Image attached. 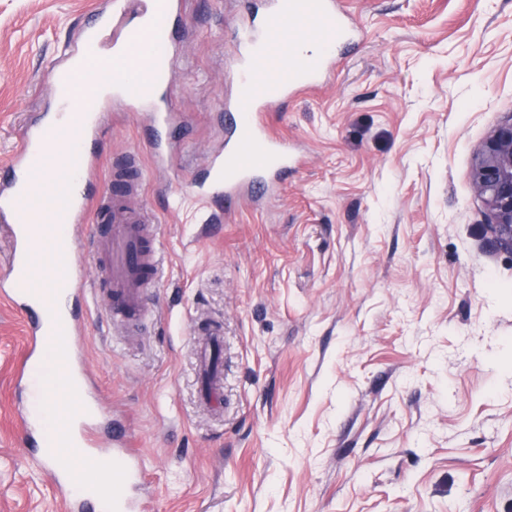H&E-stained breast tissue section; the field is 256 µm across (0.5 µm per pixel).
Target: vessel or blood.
Instances as JSON below:
<instances>
[{
	"label": "vessel or blood",
	"mask_w": 512,
	"mask_h": 512,
	"mask_svg": "<svg viewBox=\"0 0 512 512\" xmlns=\"http://www.w3.org/2000/svg\"><path fill=\"white\" fill-rule=\"evenodd\" d=\"M125 0L112 3L113 56H91V41L77 46L86 58L73 92L74 102L90 111L59 119L42 114L28 122L17 151L0 168V222L10 227L8 270L0 277V299L23 311L29 336L27 358L52 353V367L63 382L74 379L78 354L74 339L83 335V307L108 300L112 326L137 335L147 311V290L164 274L163 246L151 214L138 205L145 170L168 168L175 144L158 140L148 157L129 152L112 158L106 197L75 195L77 181L96 177L98 156L89 152L105 114L98 109L102 86L112 85L113 100L129 112L146 113L152 125L177 130L182 119L158 99L152 76L158 62L174 57V22L184 0H149L137 18H126ZM356 29L342 0H267L263 13L247 17L235 34L238 78L224 106V138L205 159L208 191H195L201 204L223 197L260 203L275 195L299 163L298 151L275 135L265 120L270 107L301 89L326 81L336 54L353 41ZM87 245L97 263L84 277L76 260ZM79 297L81 306L59 310V295ZM224 343L214 332L196 341L203 395L218 399L223 388L219 354ZM25 438L34 448H56L49 460L51 483L69 489L66 512H95L94 498L78 491L84 474L101 461H113L125 490L112 498L113 512H148L146 500L128 494L144 484L138 454L124 434L101 424L87 399L72 397L71 410L45 427L33 416Z\"/></svg>",
	"instance_id": "vessel-or-blood-1"
}]
</instances>
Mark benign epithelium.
<instances>
[{"mask_svg":"<svg viewBox=\"0 0 512 512\" xmlns=\"http://www.w3.org/2000/svg\"><path fill=\"white\" fill-rule=\"evenodd\" d=\"M474 192L487 206L484 245L512 254V115L499 122L476 150L470 171Z\"/></svg>","mask_w":512,"mask_h":512,"instance_id":"7a95c632","label":"benign epithelium"}]
</instances>
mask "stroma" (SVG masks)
Here are the masks:
<instances>
[{"label":"stroma","instance_id":"35a3bbf8","mask_svg":"<svg viewBox=\"0 0 512 512\" xmlns=\"http://www.w3.org/2000/svg\"><path fill=\"white\" fill-rule=\"evenodd\" d=\"M98 0H0V163ZM265 0H185L170 100L185 136L140 198L163 281L146 334L103 305L79 342L92 394L140 452L150 512H512V256L481 247L473 154L512 115V0H343L360 28L322 89L272 109L303 151L281 193L200 223L188 180L223 139L232 36ZM94 147L145 152L105 101ZM25 314L0 301V512H64L22 439ZM224 337L222 400L194 339Z\"/></svg>","mask_w":512,"mask_h":512}]
</instances>
